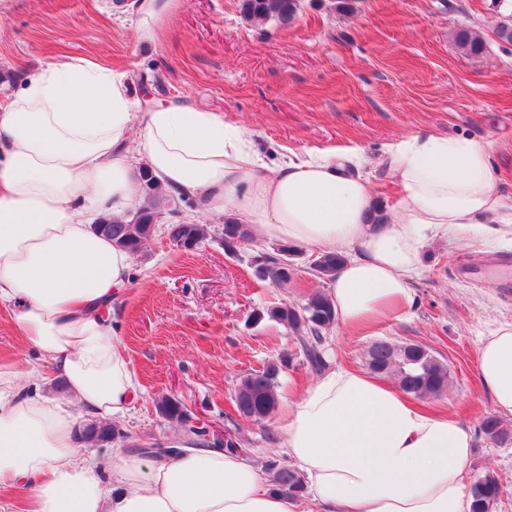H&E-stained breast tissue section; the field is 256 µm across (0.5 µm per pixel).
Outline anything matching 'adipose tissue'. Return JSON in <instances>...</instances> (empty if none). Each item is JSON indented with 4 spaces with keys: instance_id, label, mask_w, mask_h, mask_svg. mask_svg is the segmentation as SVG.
Returning a JSON list of instances; mask_svg holds the SVG:
<instances>
[{
    "instance_id": "1",
    "label": "adipose tissue",
    "mask_w": 512,
    "mask_h": 512,
    "mask_svg": "<svg viewBox=\"0 0 512 512\" xmlns=\"http://www.w3.org/2000/svg\"><path fill=\"white\" fill-rule=\"evenodd\" d=\"M136 103L126 73L82 58L47 64L0 106V304L66 386L64 398L49 397L21 366L0 367V494L24 489L25 512H295L236 452L188 440L167 457L119 447L103 463L87 453L80 420L127 413L139 390L102 315L129 283L132 256L95 221L142 205L144 165L165 192L246 221L258 242L345 255L327 293L342 324L361 328L412 303L429 237L494 235L512 223V198L488 144L466 136L389 144L382 162L402 198L380 212L357 148L271 169L221 113L172 102L141 123ZM477 368L495 410L512 415V320L482 332ZM472 446L455 415L336 367L284 410L277 431L317 512H470Z\"/></svg>"
}]
</instances>
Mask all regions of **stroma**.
Listing matches in <instances>:
<instances>
[{"instance_id":"1","label":"stroma","mask_w":512,"mask_h":512,"mask_svg":"<svg viewBox=\"0 0 512 512\" xmlns=\"http://www.w3.org/2000/svg\"><path fill=\"white\" fill-rule=\"evenodd\" d=\"M300 0L294 23L256 24L238 0H174L153 45L132 31L137 0H0V100L49 62L87 58L127 72L138 115L155 104L188 98L244 127L268 165L286 156L359 147L361 173L375 200L392 208L398 185L380 159L387 144L410 134L469 136L490 146L493 170L512 197V44L497 26L512 0ZM485 43L462 53L459 30ZM144 250L132 258L129 286L106 314L130 358L138 399L116 423L122 444L165 449L187 426L160 415L157 403L179 399L209 434L232 431L258 464L275 458L277 418L257 425L240 418L232 398L240 378L296 351L287 327L254 312L282 302L304 303L325 280L312 275L310 248L298 246L294 278L284 285L256 279L249 258L275 253V243L248 241L241 256L224 251V220L192 198L171 196ZM211 227L194 251L166 236L172 210ZM512 255V238L463 243L432 238L413 278L414 301L373 325L324 333L329 361L366 370V351L379 339L419 344L450 372L447 391L420 399L423 408L458 417L474 443L468 476L490 471L502 483L496 512H512V440L499 444L477 432L493 409L477 369L478 334L512 319V287L464 274L469 260ZM0 305V365L20 364L46 376L49 394L60 377L16 335Z\"/></svg>"}]
</instances>
